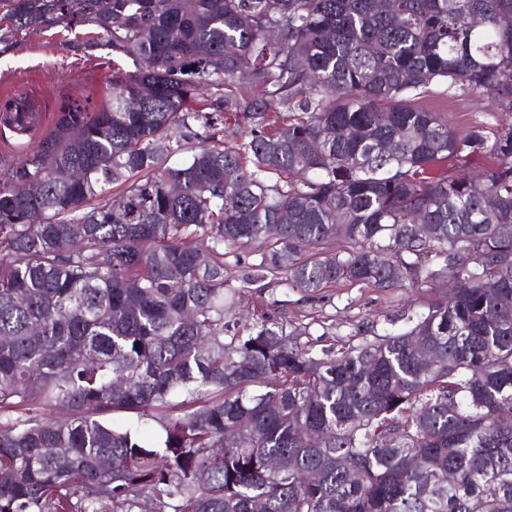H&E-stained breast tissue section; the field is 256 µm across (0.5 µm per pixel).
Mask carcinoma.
Instances as JSON below:
<instances>
[{"mask_svg":"<svg viewBox=\"0 0 512 512\" xmlns=\"http://www.w3.org/2000/svg\"><path fill=\"white\" fill-rule=\"evenodd\" d=\"M54 27L112 96L17 164L0 104V512H512V124L416 105L512 112V0H0L3 50ZM230 265L454 289L317 349ZM420 106L434 112H446L448 120L453 122L460 131L470 126L483 123L489 128H501L505 119L509 118L502 112L495 101L487 94L463 95L457 97L436 96L422 100Z\"/></svg>","mask_w":512,"mask_h":512,"instance_id":"obj_1","label":"carcinoma"}]
</instances>
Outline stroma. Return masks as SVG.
I'll return each mask as SVG.
<instances>
[{"label": "stroma", "mask_w": 512, "mask_h": 512, "mask_svg": "<svg viewBox=\"0 0 512 512\" xmlns=\"http://www.w3.org/2000/svg\"><path fill=\"white\" fill-rule=\"evenodd\" d=\"M67 37L59 27L28 33L17 49L0 54V86L28 88L41 101L67 94L100 107L112 90V52L101 47L91 57L76 55L68 51ZM421 105L447 113L461 130L479 123L497 128L505 121L487 94L436 96L422 100ZM322 294V299L311 301L289 284L257 282L242 288L240 306L261 307L277 320L308 326L311 342L337 344L356 341V331L362 327L384 330L387 318L407 305L438 298L440 291L424 286L381 292L347 283L323 289Z\"/></svg>", "instance_id": "1"}]
</instances>
